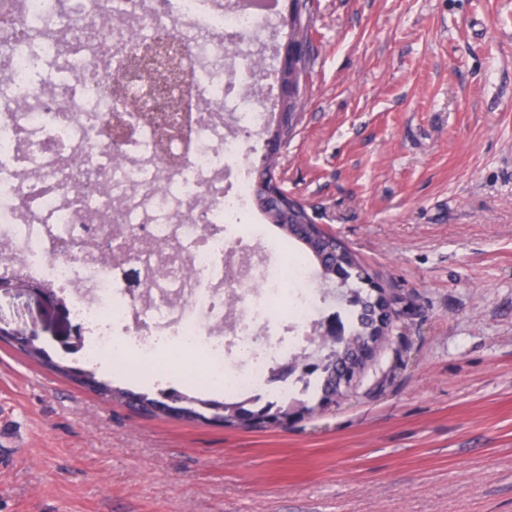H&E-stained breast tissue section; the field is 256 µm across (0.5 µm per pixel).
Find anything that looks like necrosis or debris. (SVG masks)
I'll use <instances>...</instances> for the list:
<instances>
[{
    "mask_svg": "<svg viewBox=\"0 0 512 512\" xmlns=\"http://www.w3.org/2000/svg\"><path fill=\"white\" fill-rule=\"evenodd\" d=\"M0 0V281L51 288L83 328L80 360L199 355L204 385L227 400L285 401L275 362L313 353L329 289L250 206L249 161L272 112L257 68L277 0ZM174 42L192 95L186 140L160 147L152 124L110 135L117 112L164 99L118 63L128 26ZM133 263L143 288L117 281Z\"/></svg>",
    "mask_w": 512,
    "mask_h": 512,
    "instance_id": "necrosis-or-debris-1",
    "label": "necrosis or debris"
}]
</instances>
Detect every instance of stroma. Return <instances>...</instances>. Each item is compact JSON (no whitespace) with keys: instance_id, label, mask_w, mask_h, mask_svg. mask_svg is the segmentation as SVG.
<instances>
[{"instance_id":"1","label":"stroma","mask_w":512,"mask_h":512,"mask_svg":"<svg viewBox=\"0 0 512 512\" xmlns=\"http://www.w3.org/2000/svg\"><path fill=\"white\" fill-rule=\"evenodd\" d=\"M276 170L408 303L338 404L261 432L147 418L0 343V512H512V0H310ZM58 364L76 322L0 291ZM152 396L202 369L128 357Z\"/></svg>"}]
</instances>
